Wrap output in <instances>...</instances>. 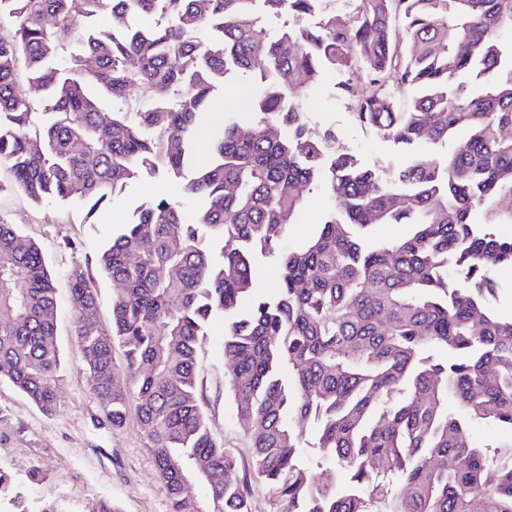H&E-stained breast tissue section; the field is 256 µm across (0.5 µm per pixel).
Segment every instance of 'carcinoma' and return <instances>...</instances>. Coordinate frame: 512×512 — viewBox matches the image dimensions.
I'll return each mask as SVG.
<instances>
[{"instance_id": "cac0c4a2", "label": "carcinoma", "mask_w": 512, "mask_h": 512, "mask_svg": "<svg viewBox=\"0 0 512 512\" xmlns=\"http://www.w3.org/2000/svg\"><path fill=\"white\" fill-rule=\"evenodd\" d=\"M330 2L82 0L75 14L70 0H0V167L31 201L90 215L143 174L186 181L191 218L158 195L98 252L108 325L96 275L66 272L94 421L120 427L135 408L170 512H251L199 391L216 316L272 512H512V439L476 438L512 432V317L487 309L492 273L512 268V235L495 230L512 225L500 206L512 197V0ZM263 14L317 22L272 36ZM330 66L357 73L340 94L362 130L431 148L387 176L364 167L296 103ZM21 72L47 93L40 107ZM232 72L257 79L253 110L203 142L200 118ZM396 84L412 92L405 105ZM141 85L148 105L133 99ZM463 127L466 146L450 148ZM314 188L331 200L318 232L283 247ZM378 224L413 232L367 240ZM273 255L277 286L261 296L257 261ZM55 313L41 247L1 223L0 379L46 413L62 367ZM191 472L205 507L186 493ZM15 484L0 468V512H28Z\"/></svg>"}]
</instances>
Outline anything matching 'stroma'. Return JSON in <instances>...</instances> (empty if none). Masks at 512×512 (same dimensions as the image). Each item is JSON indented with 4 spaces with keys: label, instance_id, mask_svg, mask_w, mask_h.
<instances>
[{
    "label": "stroma",
    "instance_id": "obj_1",
    "mask_svg": "<svg viewBox=\"0 0 512 512\" xmlns=\"http://www.w3.org/2000/svg\"><path fill=\"white\" fill-rule=\"evenodd\" d=\"M346 77V72L338 69L326 71L317 88L299 98V108L312 123L334 128L342 145L364 165L390 172L408 152L364 133L352 123L348 105L339 95V84ZM231 83L234 93L219 98L205 116L202 130L222 126L225 113L250 111V80L236 76ZM160 194L178 199L181 187L164 178L144 175L108 195L91 215L77 202L48 199L35 204L16 191L0 193V222L15 225L35 239L57 275V340L63 371L57 381L55 412L43 413L9 381L0 380V468L21 481L34 467L48 475L47 480L27 487L28 512H40L46 504L56 512H86L89 502L98 497L111 499L116 512H170L136 414H129L120 428L92 423L98 403L90 391L83 352L73 332L74 311L64 278L65 271L74 265L94 266L100 248L121 225L132 222L136 209ZM328 205L324 193L315 191L306 196L300 220L288 234L289 246L301 245L316 234ZM223 343L224 328L218 322L202 349L200 390L204 409L214 437L234 454L240 472L251 476L252 512H269V491L251 475L250 445L236 419L225 381L228 364Z\"/></svg>",
    "mask_w": 512,
    "mask_h": 512
}]
</instances>
